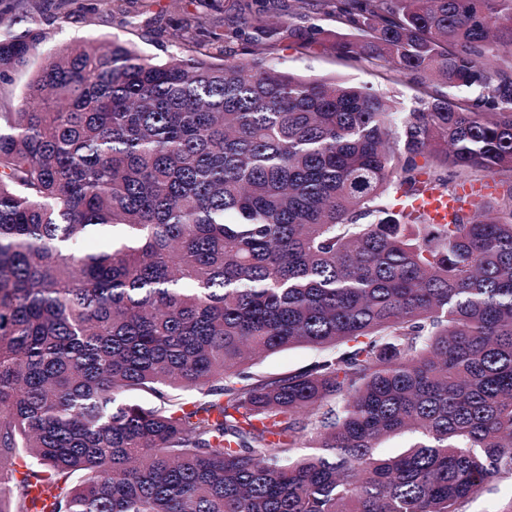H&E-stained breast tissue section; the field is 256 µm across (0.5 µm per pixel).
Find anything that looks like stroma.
I'll list each match as a JSON object with an SVG mask.
<instances>
[{"mask_svg": "<svg viewBox=\"0 0 512 512\" xmlns=\"http://www.w3.org/2000/svg\"><path fill=\"white\" fill-rule=\"evenodd\" d=\"M226 4L227 0H182L175 9L171 0H125L121 10L112 12L104 0H46L42 23L49 38L41 50L53 52L62 44L86 38L117 37L159 62L174 51L169 38L172 19L205 14L220 25L226 16ZM59 8L71 14L69 23L61 29L52 22ZM267 56L278 68L306 79L335 78L369 86L406 110L416 107L422 96L421 87L409 77L382 74L370 63L350 62L321 47L301 49L281 45L271 48ZM321 356L320 350L295 347L257 360L252 371L261 377L279 376L311 365Z\"/></svg>", "mask_w": 512, "mask_h": 512, "instance_id": "stroma-1", "label": "stroma"}]
</instances>
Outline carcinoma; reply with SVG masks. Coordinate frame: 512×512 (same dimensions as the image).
Returning a JSON list of instances; mask_svg holds the SVG:
<instances>
[{
  "label": "carcinoma",
  "mask_w": 512,
  "mask_h": 512,
  "mask_svg": "<svg viewBox=\"0 0 512 512\" xmlns=\"http://www.w3.org/2000/svg\"><path fill=\"white\" fill-rule=\"evenodd\" d=\"M0 0V512H469L512 480V201L406 209L512 172V0H231L155 62L88 39L26 69ZM251 47H227L242 29ZM437 81L400 112L277 44ZM306 346L312 366L255 377ZM407 429L419 438L377 448ZM308 448L306 454L298 449ZM291 0H266L267 8L273 21L277 20H288V22L298 26H309L312 24L319 25L326 30L336 31V22L334 19L322 13H313L308 11H293L288 14L287 11H283L284 5H288ZM288 14V15H287ZM413 205L426 213L435 224H447L457 206V202L452 196L429 190L422 197L415 200ZM324 354V351L309 347L286 349L257 360L253 364L251 371L261 377L288 374L313 364Z\"/></svg>",
  "instance_id": "obj_1"
}]
</instances>
